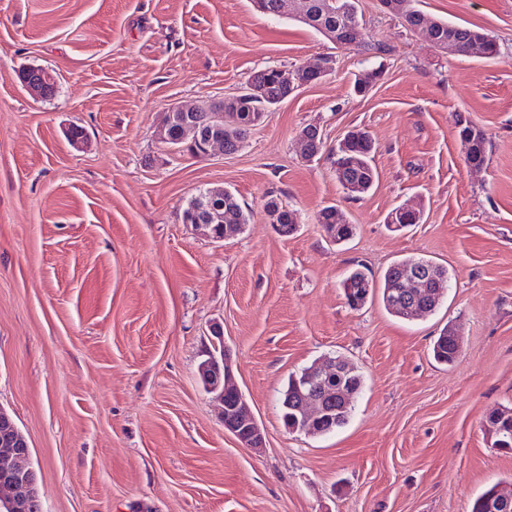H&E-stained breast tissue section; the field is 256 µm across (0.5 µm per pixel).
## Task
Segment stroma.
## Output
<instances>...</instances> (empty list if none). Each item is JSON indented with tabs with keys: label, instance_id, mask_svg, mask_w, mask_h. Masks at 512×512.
Returning a JSON list of instances; mask_svg holds the SVG:
<instances>
[{
	"label": "stroma",
	"instance_id": "stroma-1",
	"mask_svg": "<svg viewBox=\"0 0 512 512\" xmlns=\"http://www.w3.org/2000/svg\"><path fill=\"white\" fill-rule=\"evenodd\" d=\"M429 17L483 29L500 53H444L380 0H361L376 58L339 49L250 0H0V410L32 451L42 512H471L512 485V453L484 428L512 405V0H417ZM336 58L288 98L240 151H170L176 104L240 91L253 71ZM57 79L33 96L18 70ZM382 74L366 95L364 71ZM489 161H464L459 121ZM327 147L308 160L300 132ZM84 128L77 145L67 128ZM351 130L376 146L378 180L350 201L333 148ZM226 187L252 213L218 242L181 213ZM295 212L280 236L263 209ZM422 223L393 232L396 206ZM355 224L333 243L316 215ZM423 256L448 269L436 311L407 321L380 297L351 308L341 282ZM223 340L264 434L259 450L224 428L197 373ZM456 329L449 364L436 336ZM343 356L363 377L346 425L285 427L289 375Z\"/></svg>",
	"mask_w": 512,
	"mask_h": 512
}]
</instances>
